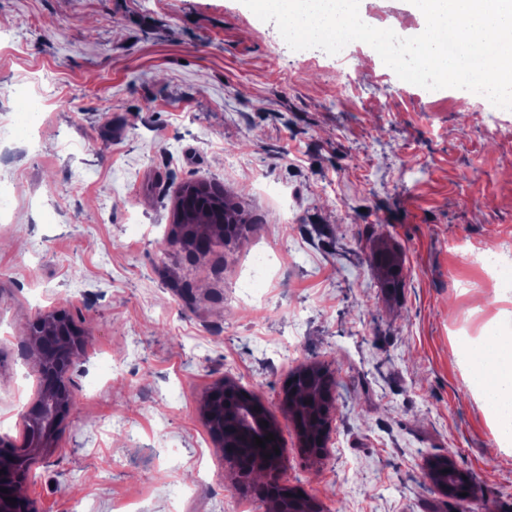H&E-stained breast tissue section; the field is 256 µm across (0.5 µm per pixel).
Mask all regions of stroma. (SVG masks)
<instances>
[{
    "label": "stroma",
    "mask_w": 512,
    "mask_h": 512,
    "mask_svg": "<svg viewBox=\"0 0 512 512\" xmlns=\"http://www.w3.org/2000/svg\"><path fill=\"white\" fill-rule=\"evenodd\" d=\"M364 22L423 20L362 0ZM335 61L291 50L241 0H0V435L40 391L23 327L62 310L92 342L53 456L24 487L39 512H257L200 407L236 380L273 416L284 479L322 512H456L425 459L480 486L470 512H512L501 447L464 358L512 323L471 255L512 260V111L462 109L406 84L367 44ZM224 187L253 217L199 257L167 244L184 184ZM282 260L238 302L259 246ZM403 277L385 285L387 260ZM335 372L327 456L309 461L282 392L297 367Z\"/></svg>",
    "instance_id": "obj_1"
}]
</instances>
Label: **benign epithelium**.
I'll return each mask as SVG.
<instances>
[{"label":"benign epithelium","instance_id":"1","mask_svg":"<svg viewBox=\"0 0 512 512\" xmlns=\"http://www.w3.org/2000/svg\"><path fill=\"white\" fill-rule=\"evenodd\" d=\"M45 336L56 341L63 355L54 366L46 365L43 356L37 355L41 397L24 409L21 420L25 427L38 425L39 432L26 439L19 448L13 447L7 437L0 438V512H38L35 503L19 494L17 489L31 479L32 465L45 460L55 447L62 419L70 412L74 401V384L70 378L73 361L91 340L87 329L76 325L65 313L59 311L40 317L26 327L20 337L21 352L27 354L32 349L40 350L41 339ZM213 391L224 395L220 414L236 416L238 425L251 435L264 438L274 430V419L263 401L230 378L217 380ZM299 445L313 449L309 456L321 459L326 455L328 440L323 434L315 442L302 431L299 434ZM262 462L261 469L267 484L272 487L284 485L281 458H264ZM3 488L8 489V493L1 492ZM10 498L16 499L17 503L10 504ZM288 503L289 512H320L318 502L301 491L289 498Z\"/></svg>","mask_w":512,"mask_h":512}]
</instances>
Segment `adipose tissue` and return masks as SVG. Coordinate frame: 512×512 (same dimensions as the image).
<instances>
[{"mask_svg": "<svg viewBox=\"0 0 512 512\" xmlns=\"http://www.w3.org/2000/svg\"><path fill=\"white\" fill-rule=\"evenodd\" d=\"M471 377L481 390L484 411L500 435L512 441V329H486L481 347L472 354Z\"/></svg>", "mask_w": 512, "mask_h": 512, "instance_id": "obj_1", "label": "adipose tissue"}]
</instances>
